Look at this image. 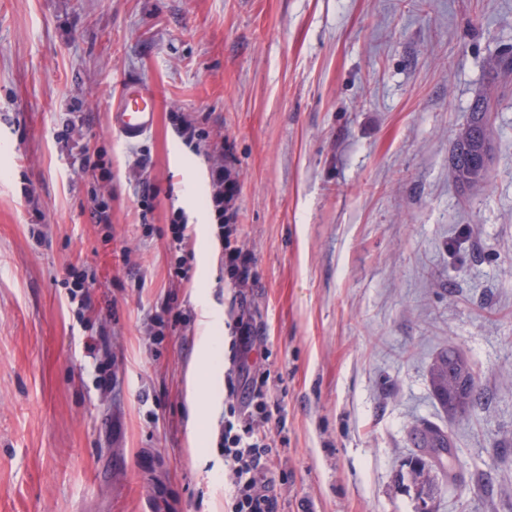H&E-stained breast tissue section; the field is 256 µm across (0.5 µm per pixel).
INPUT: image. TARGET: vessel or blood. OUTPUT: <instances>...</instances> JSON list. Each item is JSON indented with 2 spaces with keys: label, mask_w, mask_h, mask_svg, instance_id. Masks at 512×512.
Returning <instances> with one entry per match:
<instances>
[{
  "label": "vessel or blood",
  "mask_w": 512,
  "mask_h": 512,
  "mask_svg": "<svg viewBox=\"0 0 512 512\" xmlns=\"http://www.w3.org/2000/svg\"><path fill=\"white\" fill-rule=\"evenodd\" d=\"M154 89L131 76L124 80L121 91L109 111V127L128 144L139 142L156 123Z\"/></svg>",
  "instance_id": "1"
}]
</instances>
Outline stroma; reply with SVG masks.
<instances>
[{"label": "stroma", "instance_id": "stroma-1", "mask_svg": "<svg viewBox=\"0 0 512 512\" xmlns=\"http://www.w3.org/2000/svg\"><path fill=\"white\" fill-rule=\"evenodd\" d=\"M505 50L512 0H0V512H228L218 441L238 302L207 206L219 142L255 256L249 356L280 406L279 512H418L400 476L424 422L458 457L433 512H512ZM129 73L158 105L133 145L108 124ZM483 94L491 176L464 190L449 157ZM73 103L85 120L64 142ZM173 112L206 140L184 144ZM71 141L112 164L111 225L89 220L93 181L71 169ZM75 267L99 273L94 310L68 294ZM166 303L184 321L160 337L149 316ZM102 325L108 390L89 356ZM450 347L482 394L453 419L429 376Z\"/></svg>", "mask_w": 512, "mask_h": 512}]
</instances>
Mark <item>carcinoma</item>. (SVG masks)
Listing matches in <instances>:
<instances>
[{
	"instance_id": "1",
	"label": "carcinoma",
	"mask_w": 512,
	"mask_h": 512,
	"mask_svg": "<svg viewBox=\"0 0 512 512\" xmlns=\"http://www.w3.org/2000/svg\"><path fill=\"white\" fill-rule=\"evenodd\" d=\"M491 112L488 99H476L470 108V121L456 142L451 165L465 186L485 183L489 178ZM430 377L435 397L448 415L464 416L472 411L479 399L477 380L471 366L455 350L450 348L436 358ZM412 442L420 454L408 461L402 479L416 498L430 502L436 491L434 470H454L456 454L451 437L440 427L424 424L414 430Z\"/></svg>"
}]
</instances>
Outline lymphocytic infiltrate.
<instances>
[{
    "instance_id": "1",
    "label": "lymphocytic infiltrate",
    "mask_w": 512,
    "mask_h": 512,
    "mask_svg": "<svg viewBox=\"0 0 512 512\" xmlns=\"http://www.w3.org/2000/svg\"><path fill=\"white\" fill-rule=\"evenodd\" d=\"M224 273L233 287L245 289L256 281L255 257L239 238L227 236L222 242ZM231 345L234 369L228 377L227 411L220 444L233 463L228 476L232 512H277L271 493L272 478L262 463L272 452L266 429L271 413L268 402L270 373L250 362V320H238Z\"/></svg>"
}]
</instances>
